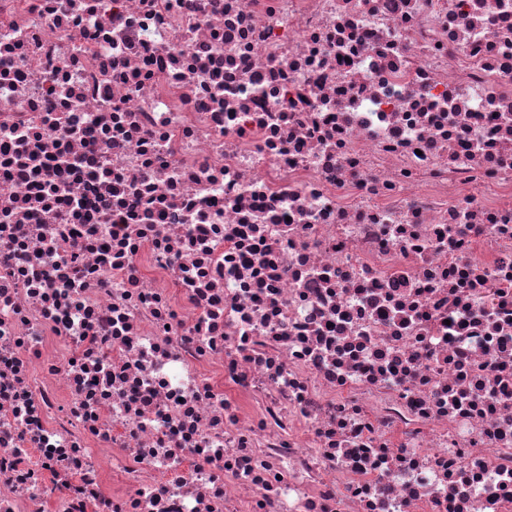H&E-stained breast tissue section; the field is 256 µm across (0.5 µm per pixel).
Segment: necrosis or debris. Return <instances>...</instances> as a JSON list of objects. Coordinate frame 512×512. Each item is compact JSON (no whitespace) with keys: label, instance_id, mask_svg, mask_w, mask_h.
<instances>
[{"label":"necrosis or debris","instance_id":"obj_1","mask_svg":"<svg viewBox=\"0 0 512 512\" xmlns=\"http://www.w3.org/2000/svg\"><path fill=\"white\" fill-rule=\"evenodd\" d=\"M0 512H512V0H0Z\"/></svg>","mask_w":512,"mask_h":512}]
</instances>
